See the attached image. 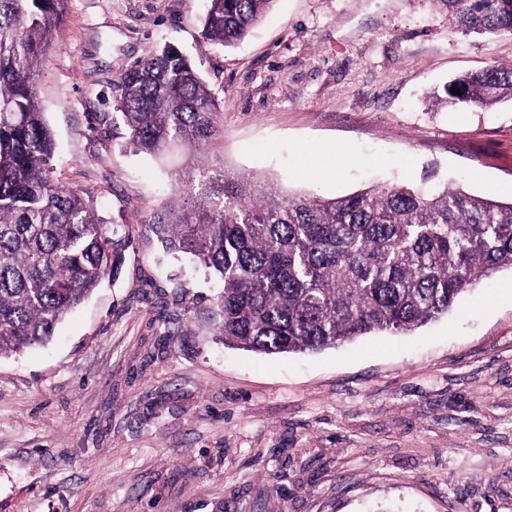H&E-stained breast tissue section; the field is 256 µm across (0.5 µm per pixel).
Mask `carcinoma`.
<instances>
[{"instance_id":"carcinoma-1","label":"carcinoma","mask_w":512,"mask_h":512,"mask_svg":"<svg viewBox=\"0 0 512 512\" xmlns=\"http://www.w3.org/2000/svg\"><path fill=\"white\" fill-rule=\"evenodd\" d=\"M69 0H0V357L47 343L118 261L83 195L53 180L54 140L35 91ZM202 36L244 39L274 0H208ZM465 33H512V0H448ZM451 106L512 98V65L453 80ZM116 110L139 152L196 148L218 104L173 46L119 78ZM177 217L151 226L166 251L223 283L224 344L265 355L317 352L374 331L406 333L448 313L476 282L512 269V202L444 187L378 184L336 199L283 194L202 166L183 174Z\"/></svg>"}]
</instances>
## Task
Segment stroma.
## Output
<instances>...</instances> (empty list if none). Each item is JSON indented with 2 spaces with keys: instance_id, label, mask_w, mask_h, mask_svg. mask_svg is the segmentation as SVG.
<instances>
[{
  "instance_id": "35a3bbf8",
  "label": "stroma",
  "mask_w": 512,
  "mask_h": 512,
  "mask_svg": "<svg viewBox=\"0 0 512 512\" xmlns=\"http://www.w3.org/2000/svg\"><path fill=\"white\" fill-rule=\"evenodd\" d=\"M208 0H70L36 83L53 177L85 190L119 263L43 346L0 357V512H512V271L405 334L318 352L225 346L218 283L150 231L208 164L285 192L375 182L512 201V100L450 107L512 63L448 0H275L200 35ZM220 105L211 146L134 151L120 75L165 45ZM344 162L317 173L319 152ZM202 36L220 45L244 39L271 8L274 0H208Z\"/></svg>"
}]
</instances>
